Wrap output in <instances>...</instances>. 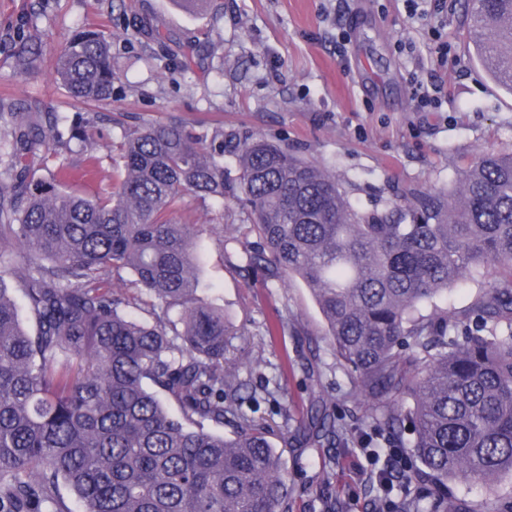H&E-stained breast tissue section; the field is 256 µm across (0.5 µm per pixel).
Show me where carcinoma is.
Masks as SVG:
<instances>
[{
  "label": "carcinoma",
  "mask_w": 512,
  "mask_h": 512,
  "mask_svg": "<svg viewBox=\"0 0 512 512\" xmlns=\"http://www.w3.org/2000/svg\"><path fill=\"white\" fill-rule=\"evenodd\" d=\"M464 9L468 29L480 28L477 58L512 92V0ZM111 42L83 30L58 53L55 74L75 101L112 98ZM38 55L29 38L14 43L19 71ZM92 127L83 116L70 125L87 160ZM2 140L20 172L0 177V512H288L293 488L270 431L224 396L237 331L199 295L193 226L169 218L187 192L224 203V132L177 121L123 130L117 182L96 198L63 189L71 148L4 98ZM237 161L256 236L245 264L301 280L357 395L390 406L377 437L416 460L401 512H463L454 487L512 475V152L476 156L457 191L380 213L264 139L243 143ZM42 170L52 185L33 192ZM488 264L504 279L473 305L474 324L435 306ZM124 271L150 298V319L123 311L113 278ZM405 345L415 352L402 356ZM226 423L232 439L215 431ZM296 433L310 445L335 435L332 404L318 397Z\"/></svg>",
  "instance_id": "1"
}]
</instances>
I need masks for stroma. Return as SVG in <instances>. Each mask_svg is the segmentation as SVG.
Returning a JSON list of instances; mask_svg holds the SVG:
<instances>
[{
	"label": "stroma",
	"mask_w": 512,
	"mask_h": 512,
	"mask_svg": "<svg viewBox=\"0 0 512 512\" xmlns=\"http://www.w3.org/2000/svg\"><path fill=\"white\" fill-rule=\"evenodd\" d=\"M24 30L40 47L35 68L18 74L7 46ZM112 35V97L74 101L55 78L62 45L79 30ZM448 45L436 64L434 41ZM437 79L442 109L414 101L416 81ZM20 112L58 113L60 131L78 112L99 113V165L86 182L82 156L69 155V187L109 192L110 150L122 128L178 118L187 130L224 132V180L237 185L235 155L250 138L288 147L324 167L355 207L382 212L417 192L454 186L476 154L512 151V94L488 78L466 37L461 0L410 16L407 0H0V94ZM223 226H215L216 214ZM171 216L196 225L202 277L237 329L230 359L246 381L242 409L266 421L283 448L294 494L289 512H374L368 478L374 459L361 451L384 404L357 398L303 283L275 287L241 258L255 240L240 202L185 194ZM497 269L465 278L438 299L466 315ZM336 403L347 440L303 446L294 429L318 396Z\"/></svg>",
	"instance_id": "obj_1"
}]
</instances>
